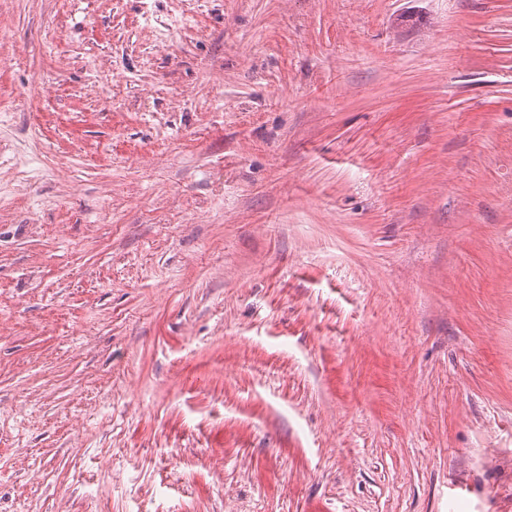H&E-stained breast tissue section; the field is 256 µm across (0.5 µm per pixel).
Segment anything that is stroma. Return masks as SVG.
<instances>
[{
	"mask_svg": "<svg viewBox=\"0 0 512 512\" xmlns=\"http://www.w3.org/2000/svg\"><path fill=\"white\" fill-rule=\"evenodd\" d=\"M0 512H512V0H0Z\"/></svg>",
	"mask_w": 512,
	"mask_h": 512,
	"instance_id": "obj_1",
	"label": "stroma"
}]
</instances>
